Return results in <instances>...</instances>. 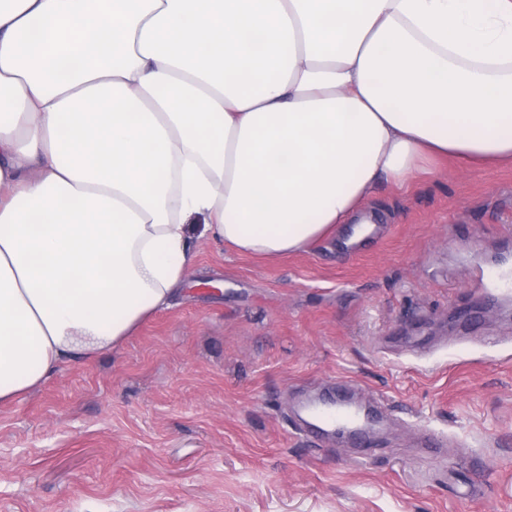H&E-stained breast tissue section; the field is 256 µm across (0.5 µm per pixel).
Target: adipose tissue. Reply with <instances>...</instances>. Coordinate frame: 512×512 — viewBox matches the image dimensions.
<instances>
[{"label":"adipose tissue","mask_w":512,"mask_h":512,"mask_svg":"<svg viewBox=\"0 0 512 512\" xmlns=\"http://www.w3.org/2000/svg\"><path fill=\"white\" fill-rule=\"evenodd\" d=\"M512 166V0H0V405L436 160Z\"/></svg>","instance_id":"ef3b65f1"}]
</instances>
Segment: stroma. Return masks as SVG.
I'll list each match as a JSON object with an SVG mask.
<instances>
[{"label": "stroma", "mask_w": 512, "mask_h": 512, "mask_svg": "<svg viewBox=\"0 0 512 512\" xmlns=\"http://www.w3.org/2000/svg\"><path fill=\"white\" fill-rule=\"evenodd\" d=\"M287 257L222 240L169 307L0 407V512H512V169L454 162ZM375 410L377 453L300 437L299 401Z\"/></svg>", "instance_id": "1"}]
</instances>
